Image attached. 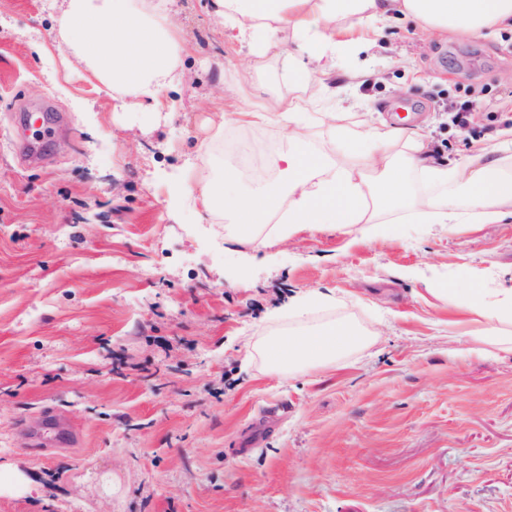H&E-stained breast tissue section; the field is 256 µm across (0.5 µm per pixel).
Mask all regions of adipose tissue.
I'll list each match as a JSON object with an SVG mask.
<instances>
[{"label": "adipose tissue", "mask_w": 512, "mask_h": 512, "mask_svg": "<svg viewBox=\"0 0 512 512\" xmlns=\"http://www.w3.org/2000/svg\"><path fill=\"white\" fill-rule=\"evenodd\" d=\"M213 15L232 41L252 56L304 55L290 61L295 90L271 103L256 102L222 114V122L243 127L285 124L288 145L272 155L271 176L256 174L243 190L232 170L217 172L205 160L189 165L175 189L182 202L209 216H223L228 244L265 245V224L285 238L305 224L341 229L360 226L363 237L378 234L383 216L410 210L423 224H490L512 204V127L496 141L474 149L462 163L436 162L415 129L374 124L367 112H322L309 116L317 99L339 101L342 91L371 78L368 70L345 68L343 56L369 52L375 35L393 19L412 21L431 36L477 37L512 30V0H211ZM74 54L119 106L136 101L147 109L179 78L186 49L168 11L157 0H67L58 18ZM329 137L315 143L313 130ZM418 175L437 194L435 201L413 197L410 177ZM451 309L485 320L483 343L512 349V287L489 303L478 288L449 293ZM322 297L302 296L289 306L295 328H279L250 342L248 356L261 371L282 379L336 361L364 347L366 334L347 319L318 326L307 323Z\"/></svg>", "instance_id": "ef3b65f1"}]
</instances>
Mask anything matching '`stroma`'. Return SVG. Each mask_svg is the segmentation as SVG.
<instances>
[{
  "mask_svg": "<svg viewBox=\"0 0 512 512\" xmlns=\"http://www.w3.org/2000/svg\"><path fill=\"white\" fill-rule=\"evenodd\" d=\"M178 0L189 53L167 108H113L55 19L64 0H0V465L30 488L0 512H512V351L455 324L446 292L512 285V216L391 224L364 238L306 227L249 253L170 217L186 161L221 125L243 68L291 89ZM351 66L354 100L458 162L512 127V32L429 38L392 21ZM472 97L467 127L447 110ZM322 294L372 335L288 379L246 357Z\"/></svg>",
  "mask_w": 512,
  "mask_h": 512,
  "instance_id": "1",
  "label": "stroma"
}]
</instances>
